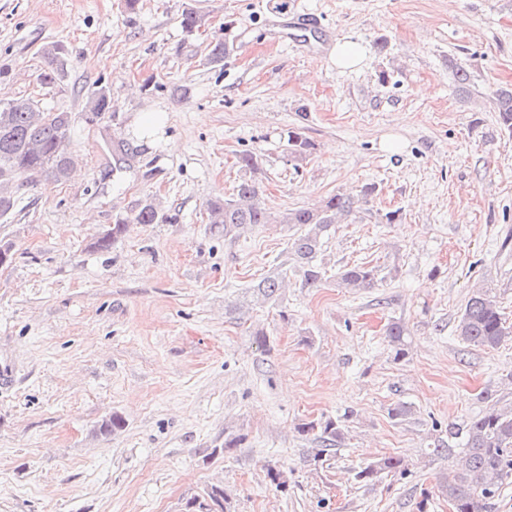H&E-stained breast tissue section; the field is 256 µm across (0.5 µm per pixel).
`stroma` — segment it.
Here are the masks:
<instances>
[{"instance_id": "35a3bbf8", "label": "stroma", "mask_w": 512, "mask_h": 512, "mask_svg": "<svg viewBox=\"0 0 512 512\" xmlns=\"http://www.w3.org/2000/svg\"><path fill=\"white\" fill-rule=\"evenodd\" d=\"M190 8L207 16L192 33ZM221 34L234 51L215 65ZM346 35L367 60L340 71L329 52ZM46 43L65 50L60 92L38 81ZM98 81L114 115L91 125ZM0 85L4 102L70 112L78 160L24 182L0 217V512H181L217 481L232 512H450L439 482L457 457L432 454L435 426L512 405V341L457 332L477 283L512 315V134L489 110L512 87V0H0ZM141 112L164 115L147 144ZM295 128L315 145L299 162ZM108 140L127 143L125 169ZM247 151L276 212L370 187L318 254L320 287L291 268L287 225L229 240L209 224ZM152 201L161 221L97 248ZM361 263L379 286L338 287ZM281 269L277 303L250 295ZM392 322L409 331L399 360ZM399 403L411 415L392 418ZM115 414L123 428L102 432ZM325 418L345 439L315 469L299 427ZM389 455L408 473L355 480Z\"/></svg>"}]
</instances>
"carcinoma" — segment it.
Instances as JSON below:
<instances>
[{"mask_svg": "<svg viewBox=\"0 0 512 512\" xmlns=\"http://www.w3.org/2000/svg\"><path fill=\"white\" fill-rule=\"evenodd\" d=\"M182 27L192 33L206 24V17L194 10L181 18ZM233 51L227 39L211 42L209 60L222 63ZM43 61L40 84L45 88L63 89L64 59L62 49L55 45L42 47ZM493 111L498 113L501 126L512 133V88H500L492 98ZM85 111L94 112L102 120L112 111L109 91L100 87L87 95ZM71 115L64 111H46L31 98L19 99L0 106V186L19 179L46 175L57 180L68 178L74 168V158L67 152ZM312 149L311 142L296 130L288 132V156L298 161ZM358 200L336 193L324 198L314 207H296L283 212L267 208L260 190L251 179L242 180L236 192L224 200L208 205V223L224 231L226 238H238L259 224H287L295 229L291 249L298 268L303 274V285L315 286L325 276L315 263L323 239L335 224L357 216ZM159 211L153 204L143 205L137 212L116 218L112 228L97 241L101 249L109 247L129 223L155 224ZM339 284L353 290H367L378 285V270L364 263L350 266L339 273ZM287 273L279 272L260 280L253 286L256 299L275 302L285 288ZM458 336L465 342L484 348H496L512 338V324L501 309L496 294L490 288H475L469 295L457 325ZM386 336L394 348L395 359L407 355L406 330L393 322L386 328ZM301 432L312 433L321 444L310 457L309 463L318 466L327 452L344 438V427L339 420L327 419L301 426ZM461 446L455 469L440 484L453 512H488L502 486L512 478V408H493L462 424L448 426V439L434 441L432 452L446 454L451 451L449 440ZM408 465L397 456H386L356 472L359 482L372 480L382 473H407ZM270 484L288 488V471L278 466L267 468ZM183 512H230L228 497L218 484L205 487L202 492L188 498Z\"/></svg>", "mask_w": 512, "mask_h": 512, "instance_id": "obj_1", "label": "carcinoma"}]
</instances>
